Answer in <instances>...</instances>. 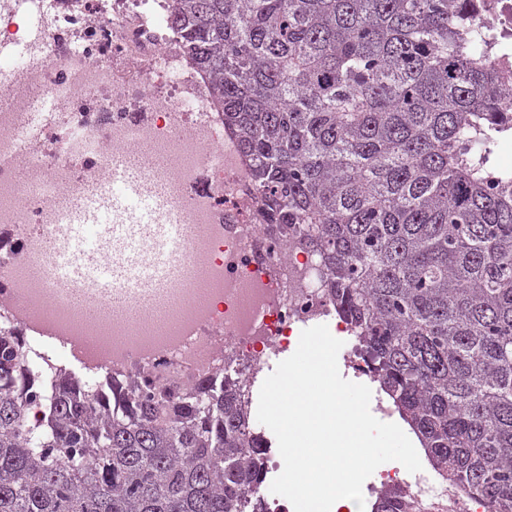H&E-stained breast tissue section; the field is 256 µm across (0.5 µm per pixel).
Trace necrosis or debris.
Returning a JSON list of instances; mask_svg holds the SVG:
<instances>
[{"mask_svg":"<svg viewBox=\"0 0 512 512\" xmlns=\"http://www.w3.org/2000/svg\"><path fill=\"white\" fill-rule=\"evenodd\" d=\"M32 59L0 77V335L17 339L27 373L50 397L60 371L103 395L138 383L181 393L227 371L257 402L258 379L324 324L344 345L345 375L370 381L346 346L351 331L326 289L319 254L268 223L248 162L204 75L182 46L176 0H45ZM141 160L144 195L164 187L160 224L186 231L187 280L130 310L79 286L100 315H81L52 288L44 240L67 238L63 201L112 185L117 157ZM400 489L442 500L441 512H484L399 465L363 484L365 501Z\"/></svg>","mask_w":512,"mask_h":512,"instance_id":"4bbe7bcc","label":"necrosis or debris"}]
</instances>
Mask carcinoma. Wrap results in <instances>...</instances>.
Here are the masks:
<instances>
[{
	"instance_id": "obj_1",
	"label": "carcinoma",
	"mask_w": 512,
	"mask_h": 512,
	"mask_svg": "<svg viewBox=\"0 0 512 512\" xmlns=\"http://www.w3.org/2000/svg\"><path fill=\"white\" fill-rule=\"evenodd\" d=\"M486 0H178L175 22L269 217L303 224L373 381L429 466L512 512V126ZM0 340V512H243L264 473L225 377L33 417ZM394 492L372 512H409Z\"/></svg>"
}]
</instances>
